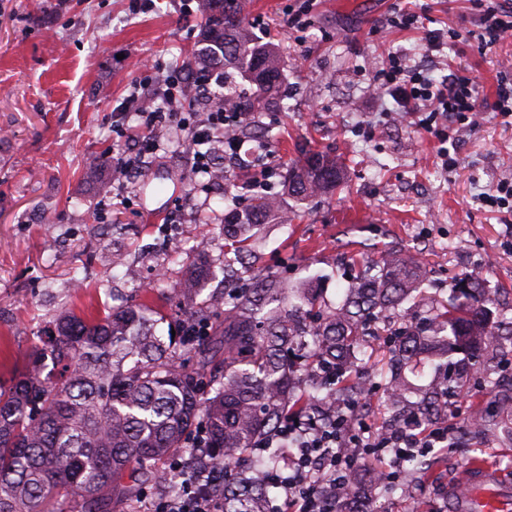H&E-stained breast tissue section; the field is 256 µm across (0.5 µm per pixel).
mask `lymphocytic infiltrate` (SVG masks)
Masks as SVG:
<instances>
[{
  "mask_svg": "<svg viewBox=\"0 0 512 512\" xmlns=\"http://www.w3.org/2000/svg\"><path fill=\"white\" fill-rule=\"evenodd\" d=\"M477 5L474 21L481 30L483 47H494L512 37V10H507L501 0H477ZM475 84L474 78L454 73L439 84L428 74L407 70L398 63L383 74L378 88L403 111L423 113L422 124L429 129L448 116L460 121L474 119L480 110ZM120 111L139 118L137 126L122 131L132 143L131 148L116 154L115 167L122 173L157 153L159 134L164 130L180 133L197 174H209L213 150L232 156L241 150L228 130L243 121V114L224 111L219 105L205 112L195 111L186 103V88L178 74L135 85ZM276 435L286 445L288 456L282 473L275 476L280 493L269 504L271 512H344L351 495V477L358 465L374 467L396 479L402 462L432 453L436 444L447 439L442 431L416 429L366 443L342 413L337 414L335 426L328 429L309 428L299 418L287 417L281 420ZM342 443L357 447V454L340 455L337 447ZM147 512H224V501L203 487L155 500Z\"/></svg>",
  "mask_w": 512,
  "mask_h": 512,
  "instance_id": "f902f5d3",
  "label": "lymphocytic infiltrate"
}]
</instances>
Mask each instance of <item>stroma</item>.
<instances>
[{
  "label": "stroma",
  "mask_w": 512,
  "mask_h": 512,
  "mask_svg": "<svg viewBox=\"0 0 512 512\" xmlns=\"http://www.w3.org/2000/svg\"><path fill=\"white\" fill-rule=\"evenodd\" d=\"M398 0H249L247 24L289 65L272 107L257 113L245 149L261 148L260 163L217 156L228 190L193 174L176 135L128 182L125 208L104 197L113 187L112 154L120 131L112 123L131 88L151 73L185 71L198 50L204 16L181 15L173 0L129 13L127 0H0V380L22 370L56 316L71 311L96 318L112 308L144 303L161 315L162 335L175 331L179 290L198 257L224 248V215L252 194L282 192L292 166L308 150L339 157L344 185L331 197L285 200L292 221L262 225V271L297 283L322 273L323 297L342 300L359 263L392 253L414 257L436 301L458 279L482 283L493 307L512 316V211L486 203L512 178V125L483 109L475 127L441 138L402 114L391 97L371 88L393 58L476 78L481 99H493L496 80L512 74V39L483 48L478 31L456 38L473 13L471 0H411L412 28L390 19ZM306 12L307 25L289 29ZM439 36L436 56L425 50ZM457 159L443 168L442 149ZM184 216L186 244L157 250L160 229ZM125 253L160 273L164 293L130 284L127 268L109 261ZM388 377L359 367L351 391L336 405L373 434L402 425L387 406ZM431 427L448 431V451L429 472L404 462L390 492L362 491L369 512H411L416 500L448 512L447 489L474 461L494 465L512 483V358L493 360Z\"/></svg>",
  "instance_id": "obj_1"
}]
</instances>
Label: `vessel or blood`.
Wrapping results in <instances>:
<instances>
[{"instance_id":"obj_1","label":"vessel or blood","mask_w":512,"mask_h":512,"mask_svg":"<svg viewBox=\"0 0 512 512\" xmlns=\"http://www.w3.org/2000/svg\"><path fill=\"white\" fill-rule=\"evenodd\" d=\"M448 512H512V484L488 464L470 463L448 489Z\"/></svg>"}]
</instances>
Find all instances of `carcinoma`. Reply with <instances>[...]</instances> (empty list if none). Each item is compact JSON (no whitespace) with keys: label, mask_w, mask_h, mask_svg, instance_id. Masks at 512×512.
I'll use <instances>...</instances> for the list:
<instances>
[{"label":"carcinoma","mask_w":512,"mask_h":512,"mask_svg":"<svg viewBox=\"0 0 512 512\" xmlns=\"http://www.w3.org/2000/svg\"><path fill=\"white\" fill-rule=\"evenodd\" d=\"M242 0H202L205 53L224 68L248 75L253 99L224 93L230 112H254L280 91L287 61L248 33ZM344 181L338 158L304 155L288 173L296 198L327 196ZM282 216L280 198L263 193L224 216V320L203 335L186 333L200 319L195 307L212 277L209 261L189 265L182 288L185 318L178 339L157 334L158 320L142 304L86 320L64 311L52 334L31 354L25 370L0 383V512H124L127 487L141 493L172 480L171 459L199 457L197 440L224 466V512H265L282 449H265L263 463L242 467L257 443H268L284 409L305 417L311 407L295 398V379H311L325 401L336 398L377 336L419 289L421 266L394 256L366 265L343 300L326 302L308 284L290 285L255 268L257 229ZM387 369L425 351L464 354L473 367L512 352V318L492 322L485 291L469 278L451 302L429 316L390 329ZM193 351L196 368L182 357ZM60 368V383L43 378L45 360ZM467 376L448 360L444 390L426 393L412 420L423 423L464 390Z\"/></svg>","instance_id":"obj_1"}]
</instances>
